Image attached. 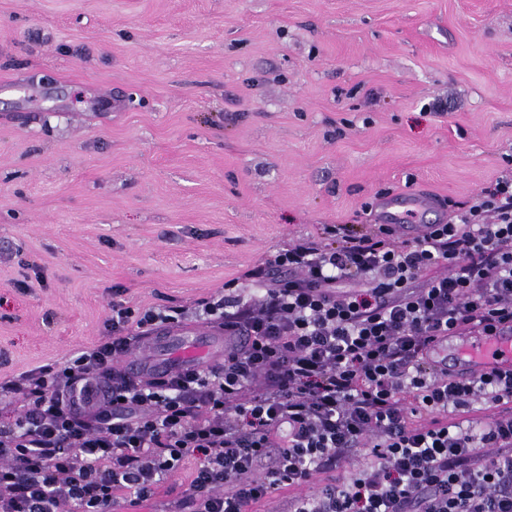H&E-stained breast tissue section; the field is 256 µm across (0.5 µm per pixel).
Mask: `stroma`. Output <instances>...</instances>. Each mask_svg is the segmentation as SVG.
<instances>
[{"label": "stroma", "instance_id": "stroma-1", "mask_svg": "<svg viewBox=\"0 0 512 512\" xmlns=\"http://www.w3.org/2000/svg\"><path fill=\"white\" fill-rule=\"evenodd\" d=\"M512 158V0H0V378ZM166 492L116 512H166Z\"/></svg>", "mask_w": 512, "mask_h": 512}]
</instances>
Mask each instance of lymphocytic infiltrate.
<instances>
[{"mask_svg":"<svg viewBox=\"0 0 512 512\" xmlns=\"http://www.w3.org/2000/svg\"><path fill=\"white\" fill-rule=\"evenodd\" d=\"M201 303L224 357L132 376V341L178 306L112 301L107 338L0 380V512H112L155 496L186 459L173 512H512V370L466 378L448 336L512 326V171L411 239L324 224ZM362 464L307 492L315 476Z\"/></svg>","mask_w":512,"mask_h":512,"instance_id":"1","label":"lymphocytic infiltrate"}]
</instances>
